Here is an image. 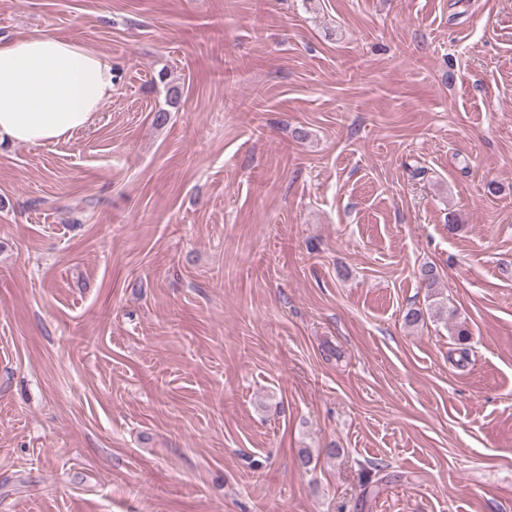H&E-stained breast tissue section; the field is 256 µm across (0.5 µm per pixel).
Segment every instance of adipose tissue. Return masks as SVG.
<instances>
[{"label":"adipose tissue","instance_id":"adipose-tissue-1","mask_svg":"<svg viewBox=\"0 0 512 512\" xmlns=\"http://www.w3.org/2000/svg\"><path fill=\"white\" fill-rule=\"evenodd\" d=\"M116 78L111 58L73 39L35 31L0 42V142L71 137L111 99Z\"/></svg>","mask_w":512,"mask_h":512}]
</instances>
